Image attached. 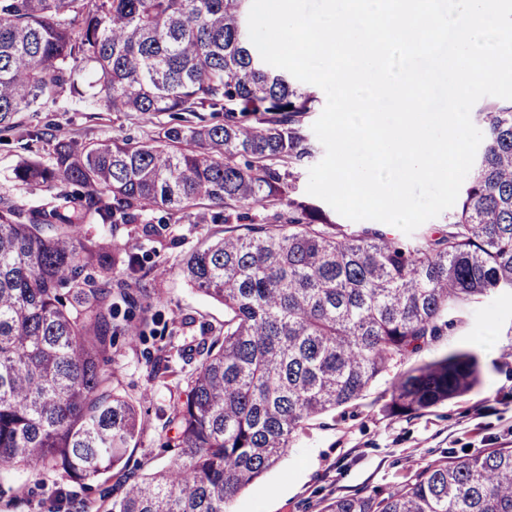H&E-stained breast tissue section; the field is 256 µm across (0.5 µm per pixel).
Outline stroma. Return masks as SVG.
Returning <instances> with one entry per match:
<instances>
[{"mask_svg":"<svg viewBox=\"0 0 512 512\" xmlns=\"http://www.w3.org/2000/svg\"><path fill=\"white\" fill-rule=\"evenodd\" d=\"M13 128L0 126V197L26 209L50 203L52 194L17 181L14 171L28 155L20 147L29 130L57 137L100 140L115 136L139 141L154 134L157 117L76 111L62 102L40 112H22ZM93 236L112 235L132 242L147 256L153 271L141 286L142 296L125 311L132 323H145L143 337L120 333L114 340L108 366L115 372L118 393L139 406L143 431L129 449L127 469L139 473L162 469L169 461L162 442L174 399L194 372L198 343L224 327V307L191 288L181 273L184 256L223 236L221 224H169L160 235H148L139 224L107 229L87 225ZM469 350L483 366L481 386L467 396L411 417L388 415L394 372H387L365 396L347 409L309 423L279 463L241 491L233 512H323L339 495L383 496L427 462L461 458L491 448H512V292L501 290L456 313L447 334L425 351L409 357L418 365L454 350ZM169 359L174 370L164 380L153 378L155 360ZM54 475L21 469L0 484V512H54Z\"/></svg>","mask_w":512,"mask_h":512,"instance_id":"obj_1","label":"stroma"}]
</instances>
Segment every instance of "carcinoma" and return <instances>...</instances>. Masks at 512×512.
Here are the masks:
<instances>
[{
	"label": "carcinoma",
	"instance_id": "carcinoma-1",
	"mask_svg": "<svg viewBox=\"0 0 512 512\" xmlns=\"http://www.w3.org/2000/svg\"><path fill=\"white\" fill-rule=\"evenodd\" d=\"M251 0H0V125L62 99L108 112L181 113L146 141L51 144L15 178L54 192L29 213L0 203V479L23 467L85 481L120 466L142 433L136 403L100 361L151 269L131 243L86 224H161L209 202L213 224H246L182 260L187 283L224 305V330L168 418L169 465L101 491L96 512H228L312 420L362 397L429 347L448 316L512 290V100L477 112L483 140L453 213L403 241L347 231L295 195L315 153L318 99L265 63ZM94 80L83 84L81 72ZM224 113V122L185 115ZM471 351L400 372L385 410L426 411L471 393ZM66 512L87 500L60 488ZM325 512H512V448L436 460L385 496L338 495Z\"/></svg>",
	"mask_w": 512,
	"mask_h": 512
}]
</instances>
